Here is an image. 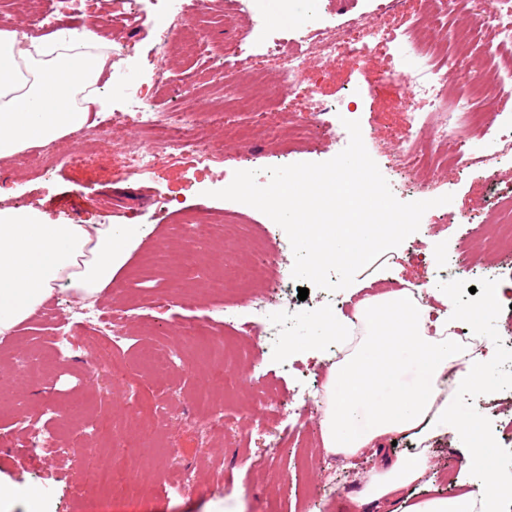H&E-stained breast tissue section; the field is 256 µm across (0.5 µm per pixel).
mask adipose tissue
Listing matches in <instances>:
<instances>
[{
    "instance_id": "obj_1",
    "label": "adipose tissue",
    "mask_w": 512,
    "mask_h": 512,
    "mask_svg": "<svg viewBox=\"0 0 512 512\" xmlns=\"http://www.w3.org/2000/svg\"><path fill=\"white\" fill-rule=\"evenodd\" d=\"M95 33L56 31L32 40L0 31V159L55 142L88 125L106 101L94 86L106 62ZM140 224H57L32 207L0 209V338L10 336L55 291L97 299L147 235ZM431 311L402 292L361 300L353 319L308 318L307 343L334 338L347 352L329 369L322 443L326 451L354 455L381 447L393 434L417 429L459 430L470 464L486 472L493 449L476 419L440 400L439 379L462 361L461 386L483 390L498 378L490 353L462 358L451 330L459 308L449 291ZM429 467L424 453L386 461L356 500L358 507L402 495L396 512H502L503 492L492 481L447 498L415 500L405 490Z\"/></svg>"
}]
</instances>
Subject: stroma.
<instances>
[{
	"label": "stroma",
	"mask_w": 512,
	"mask_h": 512,
	"mask_svg": "<svg viewBox=\"0 0 512 512\" xmlns=\"http://www.w3.org/2000/svg\"><path fill=\"white\" fill-rule=\"evenodd\" d=\"M117 10L116 0H93L91 14L70 17L68 27L85 26L106 40H123L128 57L117 66L126 90H141L162 108L203 114L224 164L195 170L169 156L149 172L127 176L112 138L137 136L141 130L125 118L127 97L113 95L108 73L102 75L98 92L112 100L111 133L92 125L80 138L54 142L53 168L46 174L21 153L0 161L4 205L35 207L52 223L109 221L150 228L112 288L97 300L101 306L130 309L122 343L112 345L93 331L79 313V302L64 292L45 303L55 320L32 314L0 340V378L13 391L12 400L0 405V431L13 437L12 445L0 446V484L10 490L0 500V512H357L354 499L384 456L405 459L420 448L427 451L429 468L414 495L424 497L430 485L446 496L460 493L454 478L468 464L463 440L452 431L423 439L400 435L381 452L367 448L355 455L328 454L322 448L324 386L336 345L324 343L316 354L303 346L307 317L327 312L353 318L362 299L399 283L423 284L420 299L433 308L438 305L436 292L447 287L462 310L496 296L497 316L485 335L494 346L493 366L503 381L491 392L458 386L448 399L461 413L479 420L497 455L493 477L502 488L512 487V433L507 430L512 424V356L498 346L512 332V255H498L489 246L503 215L498 194L512 189V157L464 171L395 172L390 149L408 130L411 102L381 85L379 76L390 66L383 55L314 62L299 94L289 98L287 112L275 113L270 99L258 103L257 110L272 118L265 128H257L251 113L225 111L223 84H207L193 53L178 47L170 62H162L161 36L169 26L165 0H151L146 6L151 24L131 32L116 24ZM257 10L267 16L282 13L286 19L244 36ZM300 28L297 13L285 9L282 0H202L191 39L218 55L225 41L244 38L245 63L251 66L263 61L268 41L294 37ZM447 41L452 48L468 44L470 82L489 80L490 70L482 64L484 46L472 37L463 17L449 20ZM162 63L169 81L160 87L153 73ZM345 99L356 102L352 117L360 122L364 145L399 201L446 194L453 200L429 209L418 231L359 271L352 287L335 293L313 287L302 301L298 280H290L294 319L285 336L249 335L246 353H239L235 337L224 333L225 312L254 324L262 315L250 306V290L242 282L228 279L229 298L224 301L208 288V280L229 259L243 258L253 238L286 263H293L294 254L285 231L272 219L213 193L228 186L239 170L257 171V181L264 185L270 167L335 157L345 144L337 139L344 126L333 108ZM313 101L331 107L317 124L309 120ZM302 124L307 127L304 138L288 142L287 132ZM226 210L238 218L237 237H223L212 224L183 223L189 213ZM187 235L198 243L196 256L168 273L142 265L144 253L173 252ZM444 266L449 269L445 278L439 275ZM184 288L195 289V302L179 300ZM160 293L166 294L165 303H157ZM203 322L209 326V341L178 333L180 326ZM147 349L178 353L176 368L154 374L142 360ZM110 354L131 360L127 384L96 383L94 375ZM32 356L42 360L47 372L46 381L36 388L23 373L24 361ZM213 360L223 363L236 382L222 396L224 431L219 436L204 430L199 416L213 398L206 389ZM21 409L46 423L58 438L57 447L39 454L23 450L25 434L15 428ZM126 439L139 450L125 462L132 484L103 492L90 475L100 462L114 460L116 442Z\"/></svg>",
	"instance_id": "stroma-1"
}]
</instances>
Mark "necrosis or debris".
I'll return each mask as SVG.
<instances>
[{
    "instance_id": "1",
    "label": "necrosis or debris",
    "mask_w": 512,
    "mask_h": 512,
    "mask_svg": "<svg viewBox=\"0 0 512 512\" xmlns=\"http://www.w3.org/2000/svg\"><path fill=\"white\" fill-rule=\"evenodd\" d=\"M90 0H28V24L32 31L51 27L59 16L85 14ZM402 0H376L371 16L357 17L342 28L325 25L319 20L305 23L304 35L285 41H273L267 55L278 68V81L268 86L263 75L253 82L236 85L231 96L235 106L250 109L255 98L272 92L278 100L297 91L306 81L310 63L318 57H335L343 53L367 58L387 53L397 43L418 51L423 70L408 76L397 69L384 72L385 85H401L417 102L410 115V132L394 145L399 164L415 170L426 162H452L454 168L466 169L476 164H489L492 158L512 152V114L501 113L498 122L484 124L482 113L473 108L475 98L497 99L505 95L504 85L488 81L466 95L449 98V76H464L471 67L461 52H439L450 15L465 11L470 29L484 42L489 63H496L505 45H512V0H432L425 16L401 11ZM128 100L134 112L133 121L154 136L153 149H144L139 140L119 138L112 145L124 161L127 175H139L151 169L161 157L177 155L195 167L209 168L223 164L224 157L210 143L205 125L195 113L178 109H160L148 104L140 91H129ZM484 125L495 150L492 155L475 157L466 148L457 130L459 123ZM430 136L429 150H422L423 136Z\"/></svg>"
}]
</instances>
